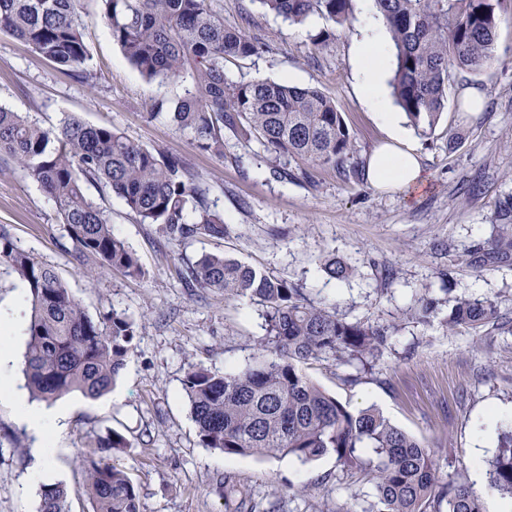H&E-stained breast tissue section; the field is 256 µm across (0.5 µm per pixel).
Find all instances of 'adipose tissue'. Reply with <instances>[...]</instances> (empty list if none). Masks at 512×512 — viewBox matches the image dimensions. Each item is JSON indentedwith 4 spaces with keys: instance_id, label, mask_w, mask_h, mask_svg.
I'll return each instance as SVG.
<instances>
[{
    "instance_id": "ef3b65f1",
    "label": "adipose tissue",
    "mask_w": 512,
    "mask_h": 512,
    "mask_svg": "<svg viewBox=\"0 0 512 512\" xmlns=\"http://www.w3.org/2000/svg\"><path fill=\"white\" fill-rule=\"evenodd\" d=\"M385 57L386 44L381 34L363 37L359 42L358 60L363 88L372 107L391 131L389 141L369 156L365 166L366 177L377 188L393 190L417 182L422 173V162L413 149L400 146L404 133L382 90ZM10 333L9 324L0 325V401L14 405L20 420L32 433V455L36 461L34 474L45 478L51 473V459L65 429L68 410L64 407L40 410L27 404L17 390L10 370L12 349L5 342Z\"/></svg>"
}]
</instances>
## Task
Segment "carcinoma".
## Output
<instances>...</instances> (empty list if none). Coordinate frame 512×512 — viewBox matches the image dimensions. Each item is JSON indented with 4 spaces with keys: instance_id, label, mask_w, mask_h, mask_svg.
<instances>
[{
    "instance_id": "cac0c4a2",
    "label": "carcinoma",
    "mask_w": 512,
    "mask_h": 512,
    "mask_svg": "<svg viewBox=\"0 0 512 512\" xmlns=\"http://www.w3.org/2000/svg\"><path fill=\"white\" fill-rule=\"evenodd\" d=\"M81 0H0V32L42 59L88 79ZM113 41L150 80L185 79L170 121L202 151L224 156V136L244 147L257 142L275 157H296L341 168L352 137L336 104L315 87L272 80L229 81L224 61L258 56L263 48L241 29L224 27L213 0H98ZM292 25L317 15L337 25L356 20V0H255ZM394 57L393 95L422 136L448 109L462 74L491 60L503 0H373ZM35 180L60 216L73 263L89 279L120 269L142 278L135 253L118 236L85 185L115 195L141 224L167 241L224 239V214L209 188L183 159L136 144L106 125L76 116L45 128L0 106V155ZM466 263L480 271L512 267V194L499 199L489 237L472 245ZM0 265L24 281L31 314L22 371L32 394L45 401L78 392L96 400L133 352L136 323L124 312L94 319L56 268L14 242L0 225ZM322 269L342 280L355 269L334 256ZM188 288L250 296L266 308V335L253 362L224 373L191 364L182 379L199 441L226 456H292L303 464L326 454L349 469L369 472L373 499L363 512H484L480 496L461 474L442 478L434 451L398 428L378 409L352 412L308 378L300 365L332 357L366 367L380 354L388 330L347 322L317 306L303 288L221 252L202 254L179 271ZM448 329L491 325L512 330L489 298H460L444 317ZM93 512H142L128 474L87 456L82 460ZM491 486L512 500V430L499 437ZM240 490L224 486L226 512H242ZM39 512H69L61 483L43 487Z\"/></svg>"
}]
</instances>
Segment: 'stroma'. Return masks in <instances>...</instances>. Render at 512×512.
I'll return each mask as SVG.
<instances>
[{"label": "stroma", "instance_id": "35a3bbf8", "mask_svg": "<svg viewBox=\"0 0 512 512\" xmlns=\"http://www.w3.org/2000/svg\"><path fill=\"white\" fill-rule=\"evenodd\" d=\"M224 24L244 29L264 47L261 55L224 64L228 80L270 79L321 90L341 112L355 153L344 168L277 159L260 145L244 148L226 138L223 157L195 147L166 116L148 119L158 100L173 101L180 82L144 79L123 56L98 18L97 0H82L90 82L79 81L0 33V104L30 115L44 127L73 115L106 124L128 139L180 157L211 187L223 212V240L164 242L136 221L123 203L90 184L86 193L109 214L142 263L133 280L106 271L102 282L83 276L68 254L54 202L31 178L0 158V224L16 244L54 265L92 317L117 309L137 323L134 350L112 390L91 401L73 392L61 397L71 411L54 460L68 490L70 512H93L83 455L110 432L128 449L109 454L137 485L143 512H225L224 480L275 512H360L370 475L348 471L334 455L304 464L289 456L231 457L202 447L182 379L189 364L241 369L265 336L263 307L246 296L223 297L183 288L176 270L202 253L220 250L241 262L303 285L312 302L335 307L349 322L392 327L371 370L331 358L304 365L306 375L349 410L378 408L392 423L438 452L440 470L489 474L498 436L512 417V333L448 330L440 321L455 300L490 298L512 317V268L474 272L465 250L486 238L495 206L512 192V10L500 12L495 57L463 83L484 91L483 110L460 111L451 90L448 111L431 135L407 128V142L422 159L423 179L403 191H383L365 175L368 155L389 135L358 85L351 25L319 17L291 25L253 0H217ZM324 43H314L319 32ZM335 255L355 267L345 281L328 278L322 259ZM26 284L0 266V321L12 324V374L22 372L30 316ZM435 299L440 314L416 319L421 297ZM32 439L16 409L0 403V512H37L39 484L30 482ZM311 491L301 496L297 487Z\"/></svg>", "mask_w": 512, "mask_h": 512}]
</instances>
